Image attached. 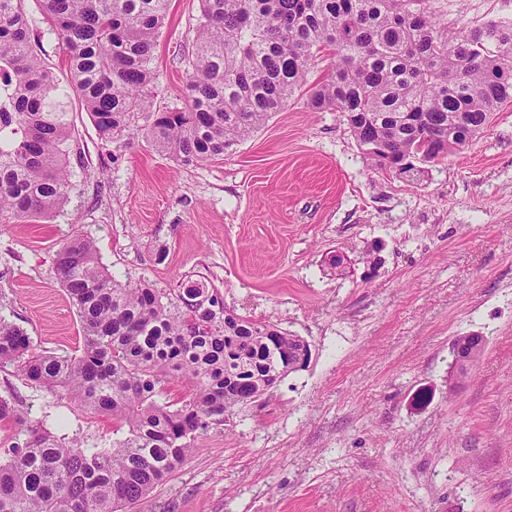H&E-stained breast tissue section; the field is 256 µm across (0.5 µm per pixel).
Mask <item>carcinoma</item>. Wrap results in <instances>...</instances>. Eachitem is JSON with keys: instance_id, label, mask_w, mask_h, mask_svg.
I'll return each instance as SVG.
<instances>
[{"instance_id": "1", "label": "carcinoma", "mask_w": 512, "mask_h": 512, "mask_svg": "<svg viewBox=\"0 0 512 512\" xmlns=\"http://www.w3.org/2000/svg\"><path fill=\"white\" fill-rule=\"evenodd\" d=\"M24 0H0V218L47 219L62 208L77 156L71 92L104 140L133 133L184 166L213 161L250 137L292 97L336 110L364 157L420 180L512 103V22L443 27L426 0H200L183 56L184 106L155 110L156 42L169 0H40L62 39L69 83L32 47ZM330 57L316 83V59ZM83 336L75 356L36 351L0 317V366L30 385L61 389L112 418V446L69 442L29 425L11 396L0 423L24 432L0 463V512H128L222 422L293 372L286 332L224 316L203 276L163 291L109 275L95 242L75 236L55 253ZM182 384L181 397L167 387Z\"/></svg>"}]
</instances>
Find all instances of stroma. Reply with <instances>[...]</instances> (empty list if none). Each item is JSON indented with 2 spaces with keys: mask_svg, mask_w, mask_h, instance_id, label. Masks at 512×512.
Masks as SVG:
<instances>
[{
  "mask_svg": "<svg viewBox=\"0 0 512 512\" xmlns=\"http://www.w3.org/2000/svg\"><path fill=\"white\" fill-rule=\"evenodd\" d=\"M451 29L512 20V0H428ZM35 49H65L26 0ZM199 0H170L153 106H182ZM82 152L47 221L0 223V316L44 353H80L53 259L95 240L118 280L170 289L205 276L234 313L303 337L307 366L199 432L190 458L137 512H512V106L424 180L371 166L336 111L297 97L223 158L197 166L142 136L102 140L80 101ZM379 247L368 271L365 251ZM336 251L352 261L339 272ZM485 340L449 392L455 337ZM86 445L112 421L0 368V396Z\"/></svg>",
  "mask_w": 512,
  "mask_h": 512,
  "instance_id": "35a3bbf8",
  "label": "stroma"
}]
</instances>
